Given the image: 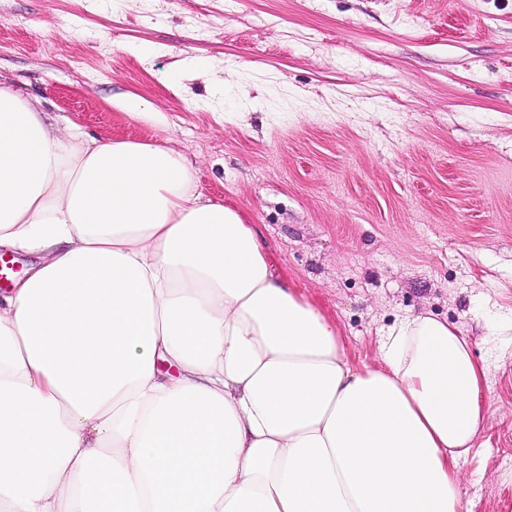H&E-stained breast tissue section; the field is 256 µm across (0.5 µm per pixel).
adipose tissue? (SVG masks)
<instances>
[{
  "instance_id": "ef3b65f1",
  "label": "adipose tissue",
  "mask_w": 512,
  "mask_h": 512,
  "mask_svg": "<svg viewBox=\"0 0 512 512\" xmlns=\"http://www.w3.org/2000/svg\"><path fill=\"white\" fill-rule=\"evenodd\" d=\"M0 512H465L487 362L432 316L356 366L168 147L0 85Z\"/></svg>"
}]
</instances>
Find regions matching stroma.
Here are the masks:
<instances>
[{
    "label": "stroma",
    "mask_w": 512,
    "mask_h": 512,
    "mask_svg": "<svg viewBox=\"0 0 512 512\" xmlns=\"http://www.w3.org/2000/svg\"><path fill=\"white\" fill-rule=\"evenodd\" d=\"M0 84L55 133L179 153L357 365L404 317L454 324L491 365L461 491L512 512V337L485 329L512 317V0H0Z\"/></svg>",
    "instance_id": "obj_1"
}]
</instances>
